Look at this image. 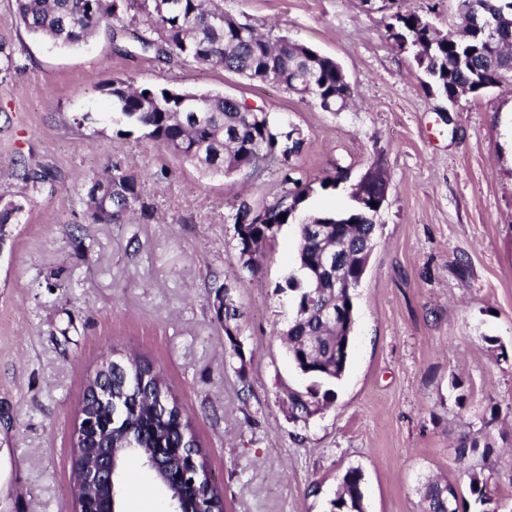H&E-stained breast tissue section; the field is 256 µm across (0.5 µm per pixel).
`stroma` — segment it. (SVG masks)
I'll list each match as a JSON object with an SVG mask.
<instances>
[{
    "mask_svg": "<svg viewBox=\"0 0 512 512\" xmlns=\"http://www.w3.org/2000/svg\"><path fill=\"white\" fill-rule=\"evenodd\" d=\"M224 10L335 59L348 105L326 112L272 81L157 58L135 24L62 47L27 33L14 0H0V44L21 65L0 70V199H27L0 243V512H76L72 436L87 385L103 357L130 350L166 374L226 512H330L351 467L364 475L365 512H421L428 479L468 495L454 449L488 418L500 456L490 489L512 512V90L449 104L389 37L391 15L407 10L456 32V0H224ZM116 78L230 95L296 129V176L312 186L304 213L351 207L367 167L386 170L350 359L335 401L308 422L281 401L307 385L282 340L298 227L280 228L253 273L229 246L233 205H288L281 169L225 177L174 156L113 112L101 87ZM23 163L53 181L26 185ZM115 166L141 174L153 217L85 223L89 179ZM339 169L343 180L321 188ZM222 285L245 312L240 361L212 310ZM129 472L126 512H164L151 475Z\"/></svg>",
    "mask_w": 512,
    "mask_h": 512,
    "instance_id": "stroma-1",
    "label": "stroma"
}]
</instances>
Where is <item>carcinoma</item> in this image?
I'll return each mask as SVG.
<instances>
[{"label": "carcinoma", "mask_w": 512, "mask_h": 512, "mask_svg": "<svg viewBox=\"0 0 512 512\" xmlns=\"http://www.w3.org/2000/svg\"><path fill=\"white\" fill-rule=\"evenodd\" d=\"M15 15L32 35L54 43L74 46L90 37L101 25L138 21L149 33L140 38L143 51L157 58L175 54L198 64L220 66L247 79L271 80L293 91L304 84L306 91L328 112L346 105L343 82L333 59L311 47L285 37L271 39L252 25L224 12V0H172L171 10L158 12L157 0H15ZM462 20L463 39L442 36L419 14H399L395 22L398 36L422 44L419 67L431 84L447 97L475 80L488 79L500 88H512V0H457ZM112 99L113 111L129 123L145 130L146 136L171 154L213 172H263L277 160L284 166L283 183L288 190V206L254 209L243 201L228 216L234 226L233 250L240 269L254 272L262 247L274 240L282 225L293 222L301 204L313 188L293 177L292 155L299 154L303 140L288 142L293 135L275 127L265 112H251L241 101H229L222 94L198 93L176 87H135L130 81L115 79L103 86ZM21 179L32 185L50 179L45 169L21 165ZM86 220L102 224L123 218L148 220L152 212L142 198L141 177L132 170L112 168L90 179L86 188ZM24 204L12 200L0 209V226L18 219ZM371 209L358 202L343 212L312 214L298 225L299 247L295 267L285 279L292 293L295 315L285 333L288 357L312 385L301 392L284 391L283 402L294 420H308L335 397L331 386L347 368L346 336L343 323L328 318V306L347 308L354 302L353 290L336 287L340 276H356L364 235L372 227L366 219ZM286 219H280L281 215ZM328 223L322 236L307 232L308 224ZM341 250V267L325 262ZM215 318L224 326L225 352L245 360L238 339L243 312L235 304L229 288H220L213 303ZM112 384L116 390L112 405V425L100 429L90 439L91 446L109 444L120 461L145 462L156 448H183L185 457H194L195 467L208 474L205 456L184 417L183 408L160 371L135 360L107 365L97 372L88 386L81 413L103 414L93 399L98 382ZM492 435H464L455 447L456 461L466 466L476 455L488 460ZM474 502L482 512H496L488 479L468 473ZM423 512H459L455 485L448 480H429L420 489ZM332 512H364V476L351 467L342 477L341 489L332 501Z\"/></svg>", "instance_id": "obj_1"}]
</instances>
